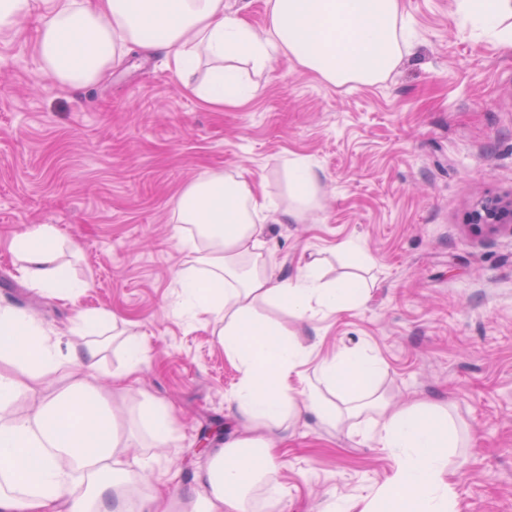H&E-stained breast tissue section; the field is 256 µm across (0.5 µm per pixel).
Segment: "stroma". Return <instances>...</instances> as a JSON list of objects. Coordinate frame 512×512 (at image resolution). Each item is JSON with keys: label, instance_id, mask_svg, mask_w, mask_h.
<instances>
[{"label": "stroma", "instance_id": "35a3bbf8", "mask_svg": "<svg viewBox=\"0 0 512 512\" xmlns=\"http://www.w3.org/2000/svg\"><path fill=\"white\" fill-rule=\"evenodd\" d=\"M416 36L384 82L332 86L272 54L246 102L217 108L183 89L162 55L131 53L100 83L65 89L35 55L39 19L0 34V303L67 332L78 312L106 310L144 347L118 422L147 483L177 491L211 448L237 433L240 380L210 315L176 307L192 257L176 237L187 184L240 173L287 205L292 156L309 160L323 209L302 224L267 223L262 251L276 279L317 261L324 280L356 276L362 300L304 321L261 311L309 354L297 388L324 361L367 355L373 382L398 407L447 410L457 442L441 476L455 512H512V232H476L474 206L512 194V53L460 27L456 0H401ZM49 224L72 242L59 266L88 289L64 302L29 287L12 237ZM351 241L368 257L337 252ZM329 425L303 412L276 462L281 512H361L399 458L368 431L375 415L347 414V393L321 385ZM174 411L175 439L152 446L136 419L142 394Z\"/></svg>", "mask_w": 512, "mask_h": 512}]
</instances>
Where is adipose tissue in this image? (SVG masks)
<instances>
[{
    "label": "adipose tissue",
    "instance_id": "obj_1",
    "mask_svg": "<svg viewBox=\"0 0 512 512\" xmlns=\"http://www.w3.org/2000/svg\"><path fill=\"white\" fill-rule=\"evenodd\" d=\"M36 9L38 63L60 85H94L134 49L160 52L187 90L215 106L252 97L255 88L240 80L237 67L262 71L274 50L342 87L383 82L413 48L400 0H268V26L260 33L225 13L224 0H0V31ZM456 20L512 51V0H458ZM286 167L291 204L283 215L301 222L322 206L318 178L306 158H290ZM272 208L269 195L221 172L191 182L178 201L177 221L186 227L181 244L194 256L180 278L183 307L221 323L224 353L240 372L234 399L241 430L211 453L184 501L158 488L143 492L141 470L124 459L112 396L97 384L96 339L106 332L108 312L79 313L73 332L88 345L65 353L50 326L0 305V362L18 370L0 372V512H248L249 493L274 468L273 439L297 412L292 379L304 359L258 308L273 302L306 320L319 308L345 309L360 288L353 278L322 281L314 264L274 280L259 239ZM61 247L48 224L10 244L32 288L71 301L87 285L57 266ZM381 370L379 363L339 356L320 374L343 384L357 411L376 412L378 443L400 455L386 489L392 512H452L440 479L450 417L421 406L388 411L367 388ZM49 373L58 374L60 387L43 389L38 405L17 416L14 401Z\"/></svg>",
    "mask_w": 512,
    "mask_h": 512
}]
</instances>
